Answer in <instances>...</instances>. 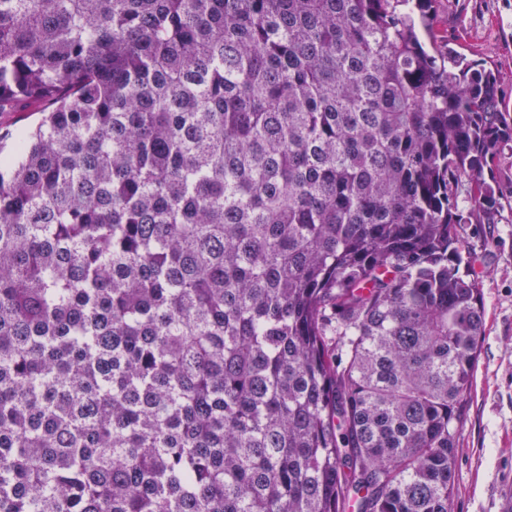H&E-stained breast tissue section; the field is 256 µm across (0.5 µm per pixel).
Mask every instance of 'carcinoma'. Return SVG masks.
<instances>
[{"label":"carcinoma","mask_w":512,"mask_h":512,"mask_svg":"<svg viewBox=\"0 0 512 512\" xmlns=\"http://www.w3.org/2000/svg\"><path fill=\"white\" fill-rule=\"evenodd\" d=\"M437 0H0V512H451L512 202ZM40 115L25 102L13 103L6 112H0V128H16L35 124Z\"/></svg>","instance_id":"cac0c4a2"}]
</instances>
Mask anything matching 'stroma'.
<instances>
[{"mask_svg":"<svg viewBox=\"0 0 512 512\" xmlns=\"http://www.w3.org/2000/svg\"><path fill=\"white\" fill-rule=\"evenodd\" d=\"M435 26L468 59L498 69L512 103V0H439ZM457 234L482 260L485 332L458 428L452 512H503L512 501V210Z\"/></svg>","mask_w":512,"mask_h":512,"instance_id":"obj_1","label":"stroma"}]
</instances>
